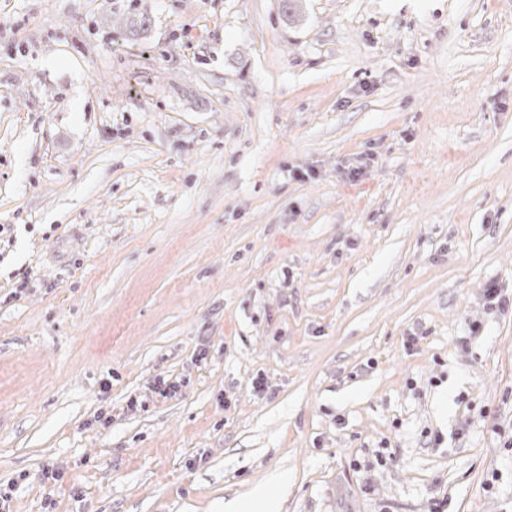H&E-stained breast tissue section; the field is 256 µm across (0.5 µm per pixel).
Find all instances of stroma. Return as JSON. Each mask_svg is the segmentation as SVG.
Wrapping results in <instances>:
<instances>
[{
	"mask_svg": "<svg viewBox=\"0 0 512 512\" xmlns=\"http://www.w3.org/2000/svg\"><path fill=\"white\" fill-rule=\"evenodd\" d=\"M493 286L512 0H0L11 512H512Z\"/></svg>",
	"mask_w": 512,
	"mask_h": 512,
	"instance_id": "obj_1",
	"label": "stroma"
}]
</instances>
